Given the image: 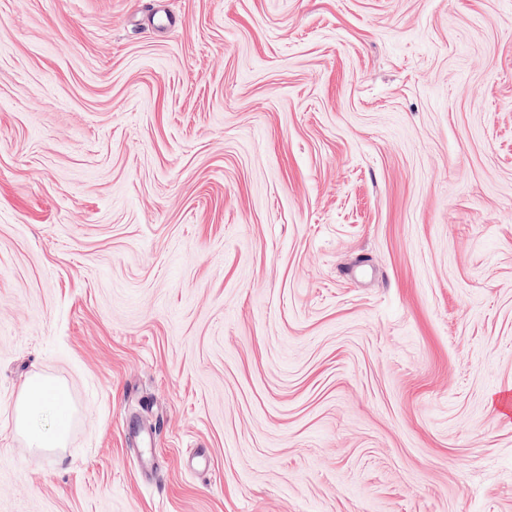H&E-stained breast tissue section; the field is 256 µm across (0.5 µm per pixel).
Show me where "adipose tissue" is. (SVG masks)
<instances>
[{
  "label": "adipose tissue",
  "mask_w": 512,
  "mask_h": 512,
  "mask_svg": "<svg viewBox=\"0 0 512 512\" xmlns=\"http://www.w3.org/2000/svg\"><path fill=\"white\" fill-rule=\"evenodd\" d=\"M67 401L65 387L57 382L32 378L27 380L17 399L18 427L35 448H61L67 437L66 427H58L51 435L40 433L34 426L36 413L44 406H64Z\"/></svg>",
  "instance_id": "obj_1"
}]
</instances>
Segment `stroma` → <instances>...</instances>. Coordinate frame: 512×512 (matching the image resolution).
Segmentation results:
<instances>
[{"instance_id": "1", "label": "stroma", "mask_w": 512, "mask_h": 512, "mask_svg": "<svg viewBox=\"0 0 512 512\" xmlns=\"http://www.w3.org/2000/svg\"><path fill=\"white\" fill-rule=\"evenodd\" d=\"M0 512H512V0H0ZM67 401L65 387L40 378L27 380L17 399L18 427L34 448H62L65 446L67 426H60L51 435H43L34 426L36 413L48 404L64 408Z\"/></svg>"}]
</instances>
